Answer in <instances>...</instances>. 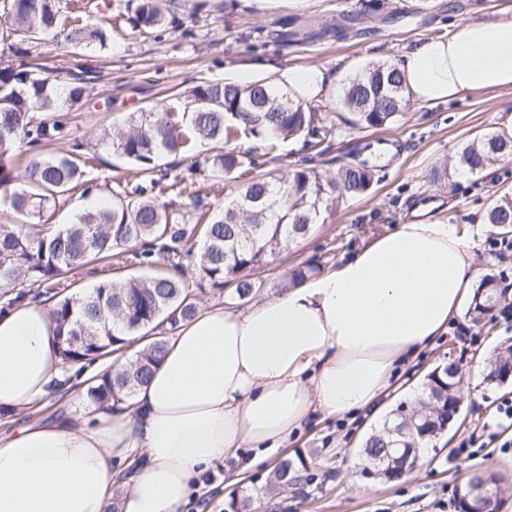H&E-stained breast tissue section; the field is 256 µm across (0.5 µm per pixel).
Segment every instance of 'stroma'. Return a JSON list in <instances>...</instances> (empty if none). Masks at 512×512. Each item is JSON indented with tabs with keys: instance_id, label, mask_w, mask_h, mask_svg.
Returning a JSON list of instances; mask_svg holds the SVG:
<instances>
[{
	"instance_id": "1",
	"label": "stroma",
	"mask_w": 512,
	"mask_h": 512,
	"mask_svg": "<svg viewBox=\"0 0 512 512\" xmlns=\"http://www.w3.org/2000/svg\"><path fill=\"white\" fill-rule=\"evenodd\" d=\"M100 18L112 27L113 40L105 49L73 51L59 44L48 65L51 73L68 78L84 67L95 70L96 80L82 100L68 107L73 139L87 144L94 157L88 177L92 194L74 195L53 221L67 224L87 203L108 207L116 186L139 181L135 165L119 158L102 135L121 129L129 113L162 105L184 112L193 87L205 81H235L237 64L262 57L280 66L325 65L350 80L370 63L398 58L416 41L445 39L463 20L494 19L512 15V0H314L306 14L257 9L225 10L222 0L204 9H186L182 25L161 38L134 33L128 0H110ZM360 17L353 34L288 45L275 40L282 25L304 29L314 24L333 27L344 15ZM512 109V91H478L434 107L407 106L406 114L385 129L372 133L338 123L326 136L327 154L316 165L331 176L339 162L360 154L366 144L380 153L381 180L362 199L339 205L315 225L311 234L292 243L271 264L254 271L261 281L259 298L290 287L293 275L308 267L327 271L354 252L363 241L392 231L414 206L430 205L431 218L456 226L486 276L494 277L500 292L512 289V258L498 259L485 247L487 236H501L487 224L490 208L504 194H512V158L496 162L476 176L451 171L441 183L430 180L434 168L457 159L460 148L476 137L498 131L503 111ZM233 196L222 178L202 168L182 200L186 223L196 213L223 208ZM464 337L447 335L423 349L401 367L397 401L410 390L422 389L427 374L448 359L459 360L470 386L456 422L436 447L424 449L427 461L407 477L387 482L364 476L357 463L362 442L382 418L360 413L326 417L296 430L266 460L246 473L235 463L212 468V481L192 491L187 512H231L232 502L252 495L251 512H458L455 486L470 471L485 468L505 479L503 503L512 502V427L498 424L496 409L512 399V380L490 384L484 377L491 358L512 345V326L495 317L474 323L468 314L454 319ZM477 435L475 447L460 450L462 439ZM302 458L311 481L303 490L289 489L278 497L261 496L270 472L281 457Z\"/></svg>"
}]
</instances>
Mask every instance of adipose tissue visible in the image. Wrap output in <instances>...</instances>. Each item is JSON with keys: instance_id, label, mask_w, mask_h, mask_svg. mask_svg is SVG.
Returning <instances> with one entry per match:
<instances>
[{"instance_id": "obj_1", "label": "adipose tissue", "mask_w": 512, "mask_h": 512, "mask_svg": "<svg viewBox=\"0 0 512 512\" xmlns=\"http://www.w3.org/2000/svg\"><path fill=\"white\" fill-rule=\"evenodd\" d=\"M393 65L419 106L510 91L512 17L463 22ZM257 72L303 103L332 96L339 80L329 67L260 59L237 77ZM425 211L246 311L199 310L169 338L130 411L80 402L81 380L64 372L42 304L0 312V412L35 414L0 428V512H184L200 477L241 448L272 453L316 414L379 410L400 364L447 334L480 274L464 236ZM55 392L74 403L39 416ZM137 450L117 492L114 466Z\"/></svg>"}]
</instances>
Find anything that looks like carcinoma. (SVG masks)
I'll use <instances>...</instances> for the list:
<instances>
[{"label":"carcinoma","instance_id":"1","mask_svg":"<svg viewBox=\"0 0 512 512\" xmlns=\"http://www.w3.org/2000/svg\"><path fill=\"white\" fill-rule=\"evenodd\" d=\"M67 8L68 0H0V41L17 57L0 61V204L24 218L22 224H0V284L8 287L0 296V310L28 299L52 302L50 315L63 368L116 356L86 396L98 406L123 411L133 406L137 392L162 360L167 337L160 329L173 331L197 312L183 279L182 259L197 257L202 279L217 288L234 285L236 299L246 303L259 288L252 272L274 261L291 241L306 236L336 203L364 196L373 185L377 165L366 159L345 161L324 178L309 162L326 152L320 134L327 133L328 113L293 101L268 79L247 84L204 82L192 91L194 108L187 127L157 106L132 112L125 130L112 140L113 152L145 175L155 171L157 159L183 157L198 140L263 141L272 152L281 143L301 139L313 154L280 175L265 170L255 148L215 155L212 171L234 184L235 194L220 212L202 213L191 226L183 223L175 204H161L153 196L164 174L130 189L118 187L112 191V206L86 211L71 224L47 223L50 207L64 204L78 189H92L85 174L90 162L85 145L75 142L60 155H46L40 149L66 139L62 109L83 98L94 70L71 74L64 98L39 63V48L61 40L76 48H103L110 41L99 20L88 18L63 31L62 13ZM179 23V17L158 0H138L131 28L159 36L163 28ZM341 104L352 115L353 126L383 128L403 116L407 107L401 74L385 63H370L343 88ZM23 146L30 157L24 184L17 188L13 158ZM509 156L512 138L489 133L464 145L458 159L464 172L479 174ZM194 175L192 164L184 175H175L166 190L181 194V186ZM487 222L505 231L512 228L511 196L489 210ZM132 245L139 246L134 257L140 265L151 267L158 257L168 267L119 281L106 278L83 297L63 295L75 270L108 263ZM491 287L489 279L474 293L469 311L476 322L492 312L481 296V289ZM150 332L155 333L151 341L127 356L135 338L144 339ZM424 393L428 401L421 408L398 407L365 439L368 458L385 456L399 446L413 449L416 459L424 446L447 433L460 400L458 380L449 378L448 366H437L428 374ZM411 471L400 459L377 477L400 480ZM303 481L302 469L285 457L275 466L267 493Z\"/></svg>","mask_w":512,"mask_h":512}]
</instances>
